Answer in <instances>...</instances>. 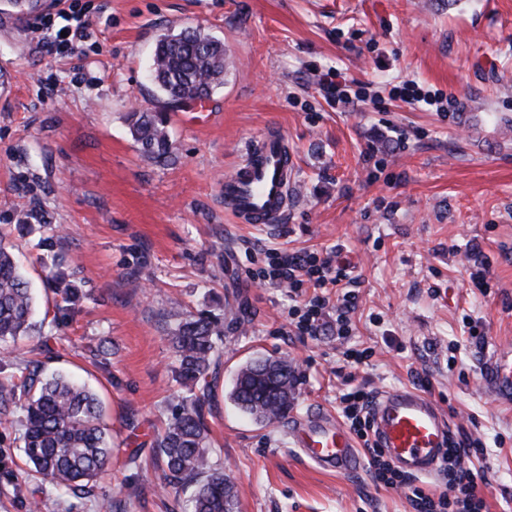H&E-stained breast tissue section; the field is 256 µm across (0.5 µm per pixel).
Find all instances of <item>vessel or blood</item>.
Here are the masks:
<instances>
[{"mask_svg":"<svg viewBox=\"0 0 512 512\" xmlns=\"http://www.w3.org/2000/svg\"><path fill=\"white\" fill-rule=\"evenodd\" d=\"M295 162L283 134L266 133L224 182V204L243 224H274L288 208V183ZM484 387L501 404L512 402V345L495 347L484 360ZM381 448L411 474L434 471L443 462L450 427L438 406L410 389L384 391L371 409ZM289 438L318 467L346 473L361 456L337 419L309 414L293 420Z\"/></svg>","mask_w":512,"mask_h":512,"instance_id":"vessel-or-blood-1","label":"vessel or blood"}]
</instances>
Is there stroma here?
<instances>
[{
  "label": "stroma",
  "instance_id": "1",
  "mask_svg": "<svg viewBox=\"0 0 512 512\" xmlns=\"http://www.w3.org/2000/svg\"><path fill=\"white\" fill-rule=\"evenodd\" d=\"M95 18L77 54L53 53L34 26L43 0H0V233L56 314L30 207L67 234L59 245L80 299L41 356L85 381L112 428V460L90 497L46 488L41 512H185L166 488L155 441L180 387L166 313L224 326L209 402L210 444L239 490L238 512H414L368 467L325 473L287 423L257 424L227 397L237 367L288 358L296 414L340 417L355 387L425 391L450 432L485 450L473 466L487 512H512V404L495 403L482 356L512 343V0H85ZM198 27L223 41L224 83L194 123L168 115L171 161L143 157L128 115L153 109L157 40ZM332 73L357 105L319 85ZM412 80L454 95L453 112L392 99ZM288 139L295 173L278 224L238 223L224 180L265 131ZM336 251L357 280L346 337L290 335L311 291L261 284L267 249ZM485 278L486 287L476 285ZM368 350L362 364L348 350ZM20 420L0 425V512H30L15 486Z\"/></svg>",
  "mask_w": 512,
  "mask_h": 512
}]
</instances>
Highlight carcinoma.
<instances>
[{"label":"carcinoma","instance_id":"cac0c4a2","mask_svg":"<svg viewBox=\"0 0 512 512\" xmlns=\"http://www.w3.org/2000/svg\"><path fill=\"white\" fill-rule=\"evenodd\" d=\"M224 79V44L186 28L166 35L153 57V84L165 99L162 111H134L130 130L144 157L170 160L172 142L166 112L210 96ZM19 227L35 222L46 229L38 246L42 260L52 268L47 282L61 297L58 312L67 314L79 295L73 272L56 251L63 227L50 224L40 209L19 215ZM35 298L30 282L14 258V245L0 238V424L21 411L22 451L29 476L37 484L31 495L48 484L76 497L91 495L95 478L112 459V433L103 422L95 392L61 374L47 375L42 362L18 357L10 343L35 328ZM170 327L175 378L183 388L165 431L155 441L166 466L165 479L174 489L192 488L188 512H237V490L230 477L213 461L205 420L211 393L209 375L215 373L223 351V331L203 317L171 314ZM296 371L282 358L251 360L238 370L230 399L243 413L266 425L288 415L295 406Z\"/></svg>","mask_w":512,"mask_h":512}]
</instances>
